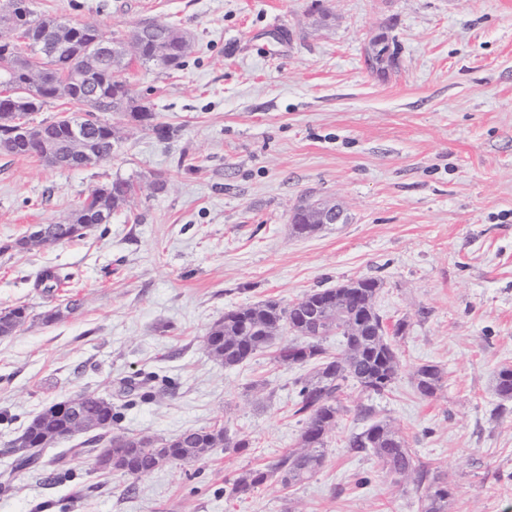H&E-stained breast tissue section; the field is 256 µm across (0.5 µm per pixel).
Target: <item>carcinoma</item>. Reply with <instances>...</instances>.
I'll use <instances>...</instances> for the list:
<instances>
[{
	"mask_svg": "<svg viewBox=\"0 0 512 512\" xmlns=\"http://www.w3.org/2000/svg\"><path fill=\"white\" fill-rule=\"evenodd\" d=\"M67 23L38 18L24 31L23 40L7 38L0 27V88L22 91L26 101L23 111L39 112L52 98L50 91L61 82L71 83L69 102L85 106L92 113L118 114L126 122L148 125L161 139L171 136L168 126L157 121L150 106L132 91L128 71L133 64L161 71L177 70L191 51L190 35L175 24L148 21L140 24L141 49L127 57L109 56L91 73L80 74V60L93 51L106 37L95 24L78 25L77 41L55 52L50 48L57 29ZM93 91L86 100V90ZM121 128L103 125L94 128L91 148L108 149L119 142ZM134 184L117 177L95 187L68 218V226L59 232L58 242L85 235L98 224V208L104 206L116 213L130 202ZM322 228L310 223L307 200L297 202L291 212V229L297 237L310 236ZM382 282L375 278L350 279L334 288L314 290L299 300L283 305L277 299H266L240 306L224 314L204 337V346L226 367L238 366L256 352L270 346L287 330L298 342L280 346L275 361L287 366L314 364V371L295 381V414L301 417L298 446L289 450L275 465L256 468L247 476L233 481L228 494L241 497L265 485L272 477L285 486H296L309 479L321 466L328 439L336 431L340 417L348 412L342 403L345 384H355L360 392L381 395L391 388L401 372L402 363L387 338V329L376 309V298ZM25 306L0 310V336H11L28 321ZM341 334L345 346L330 354L323 345L333 334ZM443 369L436 364H422L413 371L415 390L420 397L436 396L442 387ZM494 392L504 401H512V368L499 369L494 377ZM84 410L105 423L104 432L87 437L81 447L71 448L75 455L96 457L108 448L107 432L118 421L112 402L96 392L82 393ZM52 403L36 414L18 436L20 440L38 438L49 444L73 431L67 414ZM160 445L169 455V463H192L215 448L228 453H242L249 442L224 427L186 430L176 439L128 436V447L112 449V470L134 479L147 476L159 468L153 446ZM347 447L369 450L383 468L392 475L416 482L429 481L421 500V512H448L451 491L448 481L439 475L417 470L406 440L390 423L377 420L359 433L351 434ZM40 456L19 454L13 457L12 470L22 471L39 466Z\"/></svg>",
	"mask_w": 512,
	"mask_h": 512,
	"instance_id": "carcinoma-1",
	"label": "carcinoma"
}]
</instances>
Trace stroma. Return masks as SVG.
<instances>
[{
  "mask_svg": "<svg viewBox=\"0 0 512 512\" xmlns=\"http://www.w3.org/2000/svg\"><path fill=\"white\" fill-rule=\"evenodd\" d=\"M39 17L97 24L106 37L148 20L188 29L182 68L134 67L130 80L162 140L128 124L112 160L56 168L0 149V310L30 318L0 338V471L8 443L46 406L120 379L155 377L112 431L168 439L221 426L250 441L234 454L168 464L134 480L72 457L76 439L16 474L0 512H419L409 479L347 448L370 420L389 421L417 466L447 478L448 512H512V401L493 378L512 367V0H29ZM396 61L369 69L373 42ZM133 179L137 192L86 237L17 251L28 225L66 220L93 187ZM167 185L156 192V178ZM346 221L291 232L301 197ZM68 273L44 290L40 274ZM359 277L380 279L376 307L402 370L390 391L348 389L349 408L321 467L303 484L271 479L250 496L224 486L296 447L297 378L272 349L227 368L205 350L229 310ZM59 308L46 324L42 312ZM446 372L421 398L412 372ZM371 408V418L357 406Z\"/></svg>",
  "mask_w": 512,
  "mask_h": 512,
  "instance_id": "stroma-1",
  "label": "stroma"
}]
</instances>
